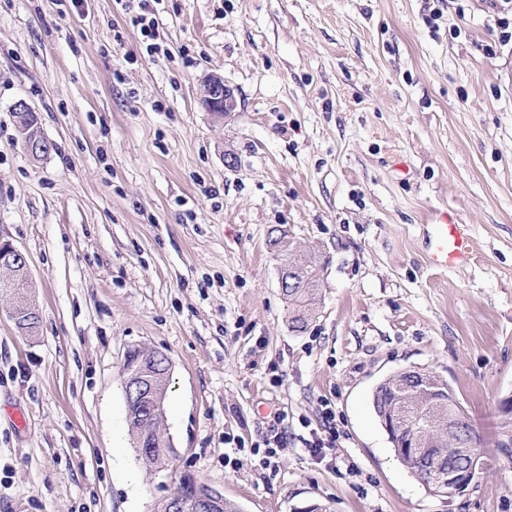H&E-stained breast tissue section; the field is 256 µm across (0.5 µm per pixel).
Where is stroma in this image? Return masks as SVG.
I'll return each mask as SVG.
<instances>
[{"mask_svg":"<svg viewBox=\"0 0 512 512\" xmlns=\"http://www.w3.org/2000/svg\"><path fill=\"white\" fill-rule=\"evenodd\" d=\"M425 5L163 0V57L117 0H0V234L41 317L21 335L0 297V512H157L185 474L242 512H512L495 448L512 391V39L495 20L512 0H443L432 22ZM212 74L235 93L225 120L200 102ZM21 98L52 144L38 162ZM445 215L466 266L429 260ZM276 224L326 261L302 332ZM134 346L171 364L162 470L130 440ZM420 368L481 438L451 498L406 470L371 406ZM406 376L391 374L382 379L374 388L372 393L373 410L381 422V418L391 405H397L394 402L393 393L399 395L395 387L404 385Z\"/></svg>","mask_w":512,"mask_h":512,"instance_id":"obj_1","label":"stroma"}]
</instances>
